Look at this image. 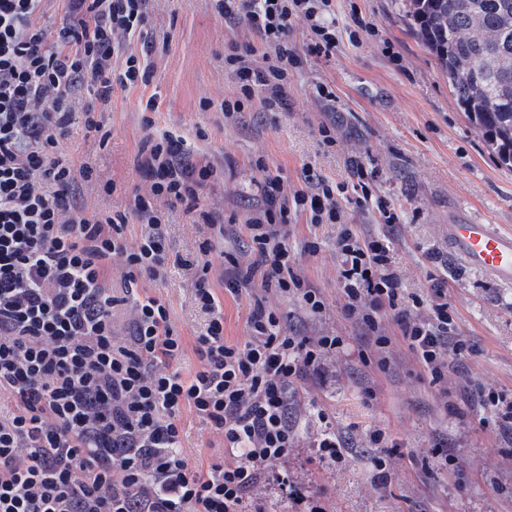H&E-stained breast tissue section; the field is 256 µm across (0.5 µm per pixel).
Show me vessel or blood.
Listing matches in <instances>:
<instances>
[{"instance_id":"1","label":"vessel or blood","mask_w":512,"mask_h":512,"mask_svg":"<svg viewBox=\"0 0 512 512\" xmlns=\"http://www.w3.org/2000/svg\"><path fill=\"white\" fill-rule=\"evenodd\" d=\"M448 250L467 269L512 285V232L473 222L448 227Z\"/></svg>"}]
</instances>
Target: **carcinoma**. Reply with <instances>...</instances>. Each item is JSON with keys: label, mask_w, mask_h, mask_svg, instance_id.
<instances>
[{"label": "carcinoma", "mask_w": 512, "mask_h": 512, "mask_svg": "<svg viewBox=\"0 0 512 512\" xmlns=\"http://www.w3.org/2000/svg\"><path fill=\"white\" fill-rule=\"evenodd\" d=\"M409 16L460 109L512 169V0H410Z\"/></svg>", "instance_id": "carcinoma-1"}]
</instances>
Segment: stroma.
Wrapping results in <instances>:
<instances>
[{"label": "stroma", "mask_w": 512, "mask_h": 512, "mask_svg": "<svg viewBox=\"0 0 512 512\" xmlns=\"http://www.w3.org/2000/svg\"><path fill=\"white\" fill-rule=\"evenodd\" d=\"M408 0H332L331 15L340 36L335 54L300 53L278 112L252 109L224 117L202 110L200 99L221 102L236 90L234 73L224 67L233 42L250 40L244 25L218 18L209 0H149L148 21L132 46L149 54L148 85L115 91L103 116L107 141L84 136L74 125L68 153L84 158L117 185L109 196L88 194L89 204L126 209L141 186L136 158L147 134L142 104L156 96L157 129L185 134L192 147L220 170L217 195L224 198V221L245 223L259 199L264 159L289 184L301 185L304 167L338 181L349 178L346 162L358 158L377 171L378 195L391 198L404 216L388 229L373 214L348 211L349 224L362 234H389L393 259L408 293L429 297L445 281L457 335L468 352L450 355L441 381L396 348L389 370L365 364L363 330L344 318L337 283L336 225L290 228V243L311 284L327 303L323 316L310 319L308 334L346 337L344 352L328 359L296 383L301 402L314 403L315 415L299 411L296 448L288 460V482L265 484L267 512H295L298 495L317 497L326 512H512V437L494 428L490 414L463 397L472 381L512 389V286L464 270L448 254V227L461 221L512 230V170L501 167L456 104V96L436 58L409 24ZM366 27L351 33L352 16ZM330 86L333 103L320 101L317 84ZM335 123L336 144L325 146L319 128ZM205 139H198L197 131ZM171 260L161 282L140 280L138 293L162 297L171 307L174 328L193 341L203 321L189 270L175 258H192L193 245L210 231L173 210L166 226ZM316 240L317 254L304 244ZM350 442L346 460H321L314 448L318 413ZM183 451L204 465L224 461L222 438L192 412L182 416ZM389 436L386 450L369 440L373 429ZM446 444L454 467L431 455ZM388 461V481L376 485L371 462Z\"/></svg>", "instance_id": "stroma-1"}]
</instances>
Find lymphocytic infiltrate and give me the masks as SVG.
I'll list each match as a JSON object with an SVG mask.
<instances>
[{"mask_svg": "<svg viewBox=\"0 0 512 512\" xmlns=\"http://www.w3.org/2000/svg\"><path fill=\"white\" fill-rule=\"evenodd\" d=\"M60 27H47L45 0H0V512H264L246 506L268 474L287 480L297 437L290 388L345 337L309 336L277 305L256 301L243 341L224 338V304L210 282L214 266L232 296L263 289L293 301L300 317H319L323 294L311 286L288 245L298 219L339 227L338 286L346 319L363 327L366 360L389 368L405 345L433 379L449 353L464 350L454 333L443 284L420 315L394 268L390 239L362 237L344 202L400 222L374 197L367 172L351 160V181L305 174L291 187L265 173L261 198L243 229L256 259L241 265L224 249V216L210 201L217 169L185 136L154 130L136 168L144 181L128 211L89 205L82 190L109 195L88 163L63 150L75 121L104 132L102 114L115 88L148 85L152 66L131 42L147 21L148 0H65ZM219 17L243 24L251 41L229 45L224 66L237 79L234 98L217 105L231 117L259 106L279 111L298 64L294 23L305 20L308 53L331 57L339 38L332 0H210ZM182 208L213 231L198 246L194 301L204 325L193 343L173 327L161 298L134 300L129 332L112 328V271L127 283L166 277L167 210ZM145 225L135 240L130 216ZM194 352L198 366L183 374ZM195 412L224 441V462L192 463L182 451L181 418Z\"/></svg>", "mask_w": 512, "mask_h": 512, "instance_id": "lymphocytic-infiltrate-1", "label": "lymphocytic infiltrate"}]
</instances>
